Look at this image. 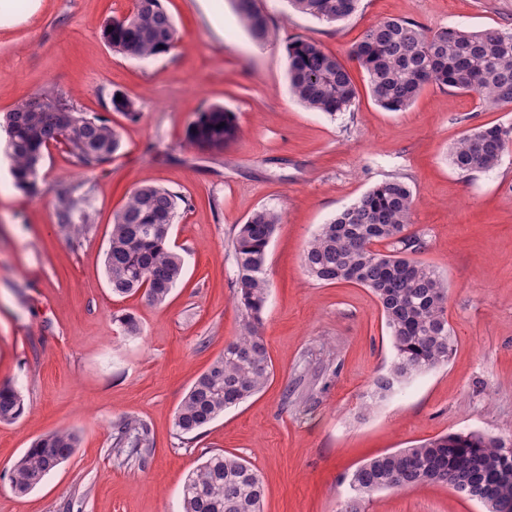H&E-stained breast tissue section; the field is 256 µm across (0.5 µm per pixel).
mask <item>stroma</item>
I'll list each match as a JSON object with an SVG mask.
<instances>
[{
	"label": "stroma",
	"instance_id": "obj_1",
	"mask_svg": "<svg viewBox=\"0 0 512 512\" xmlns=\"http://www.w3.org/2000/svg\"><path fill=\"white\" fill-rule=\"evenodd\" d=\"M0 17V114L35 95H60L115 128L122 146L93 170L64 145L45 155L37 196L9 184L0 140V384L21 392L25 412L0 423V512H179L189 474L209 452L247 460L264 486V512H338L346 477L363 461L449 432L512 435V151L469 177L450 165L461 134L512 124V105L485 107L473 92L427 86L403 112L373 100L358 65L359 96L335 116L289 92L287 45L318 41L339 60L362 33L391 17L427 28L512 29V0H361L350 19L326 23L287 0H256L270 35L256 42L233 0H162L182 39L171 53L127 59L102 38L132 0H10ZM127 97L137 119L113 111ZM233 112L238 137L223 149L186 138L198 112ZM392 178L414 197L410 232L418 261L448 280L455 338L447 365L366 407L393 348L366 288L310 279L305 244L374 185ZM151 183L179 192L170 244L184 276L164 305L112 294L105 274L112 215ZM81 185L89 220L73 234L56 190ZM281 220L268 248L271 283L262 314L272 365L265 388L197 437L178 435L177 406L193 381L237 336L232 240L256 209ZM132 314L139 336L120 315ZM145 422L153 448L143 466L110 451L112 424ZM74 430V454L29 494L9 472L26 448L56 429ZM365 512H483L437 485L383 490Z\"/></svg>",
	"mask_w": 512,
	"mask_h": 512
}]
</instances>
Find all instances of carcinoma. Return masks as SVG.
<instances>
[{
  "label": "carcinoma",
  "mask_w": 512,
  "mask_h": 512,
  "mask_svg": "<svg viewBox=\"0 0 512 512\" xmlns=\"http://www.w3.org/2000/svg\"><path fill=\"white\" fill-rule=\"evenodd\" d=\"M303 14L333 23L354 14L360 0H289ZM242 25L259 43L269 36L268 17L255 0H235ZM103 36L116 52L131 59L156 58L181 40L161 0H134L130 14L104 27ZM349 59L365 72L374 100L387 111L407 109L427 85L477 93L485 106L512 104V30L472 32L459 28L435 31L400 18H387L352 45ZM291 92L308 108L334 115L355 105L357 88L345 63L310 38L288 44ZM3 128L18 187L36 191L44 148L65 145L74 163L93 169L121 146L120 134L105 120L77 111L60 96L40 95L18 102L4 114ZM233 113L221 106L201 110L187 130L193 144L234 140ZM512 148V126L481 125L466 131L449 152L450 165L468 177L499 165ZM63 223L74 232L83 228L89 199L78 187L57 193ZM185 198L169 189L142 185L129 196L112 220L105 268L112 294L126 296L146 288L152 304L166 301L183 273V258L170 245V229ZM412 191L399 178L386 180L321 225L303 250L310 277L330 285L348 282L375 296L390 333L394 358L386 372L372 381V397L384 399L411 378L444 366L453 351L448 324V282L430 266L412 258L424 247L408 233ZM81 223L76 224L74 220ZM280 223L268 208L254 211L239 225L233 239L236 298L240 329L224 344V352L200 374L177 407L174 425L181 435L194 434L259 391L271 375L263 336L262 313L270 282L266 258ZM387 242L389 249L374 245ZM25 411L13 386H0V422L12 423ZM78 435L57 430L35 440L14 463L12 490L25 495L69 459ZM152 448L148 426L124 417L112 426V454L121 463L145 460ZM512 484V438L479 432L449 433L409 448L375 456L351 472L352 495L337 512H364L365 498L386 490L423 485H451L466 497L479 489L486 512H499L496 495ZM265 486L246 460L222 450L210 453L182 489L181 512H263Z\"/></svg>",
  "instance_id": "cac0c4a2"
}]
</instances>
